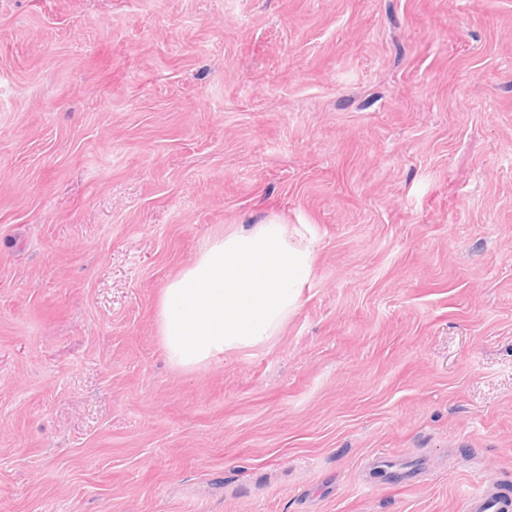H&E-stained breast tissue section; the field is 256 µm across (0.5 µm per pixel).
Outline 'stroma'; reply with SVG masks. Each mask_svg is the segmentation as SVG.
Instances as JSON below:
<instances>
[{
    "label": "stroma",
    "instance_id": "stroma-1",
    "mask_svg": "<svg viewBox=\"0 0 512 512\" xmlns=\"http://www.w3.org/2000/svg\"><path fill=\"white\" fill-rule=\"evenodd\" d=\"M272 217L315 233L299 308L174 369L162 289ZM487 479L512 0H0V512H460Z\"/></svg>",
    "mask_w": 512,
    "mask_h": 512
}]
</instances>
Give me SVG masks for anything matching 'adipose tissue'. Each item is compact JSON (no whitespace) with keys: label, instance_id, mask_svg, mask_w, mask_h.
<instances>
[{"label":"adipose tissue","instance_id":"adipose-tissue-1","mask_svg":"<svg viewBox=\"0 0 512 512\" xmlns=\"http://www.w3.org/2000/svg\"><path fill=\"white\" fill-rule=\"evenodd\" d=\"M308 225L272 218L205 242L163 288L157 330L171 365L192 373L269 343L297 310L313 276Z\"/></svg>","mask_w":512,"mask_h":512}]
</instances>
